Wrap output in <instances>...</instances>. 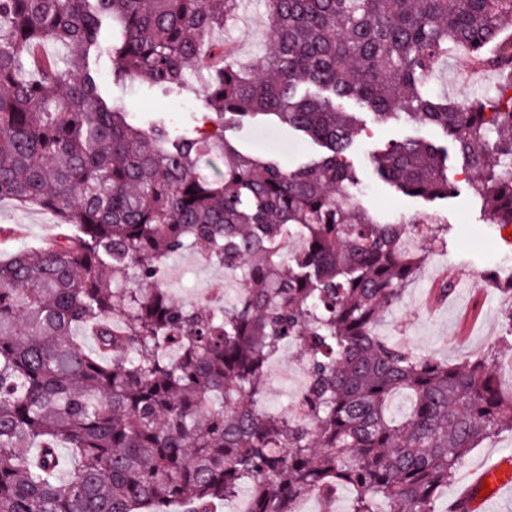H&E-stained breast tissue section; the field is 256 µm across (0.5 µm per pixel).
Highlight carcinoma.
<instances>
[{
  "label": "carcinoma",
  "instance_id": "1",
  "mask_svg": "<svg viewBox=\"0 0 512 512\" xmlns=\"http://www.w3.org/2000/svg\"><path fill=\"white\" fill-rule=\"evenodd\" d=\"M261 2L268 32L243 65L214 37L241 0H0V200L58 216L55 234L0 257V512H214L245 485L250 512H300L340 486L350 512H442L465 457L512 430L500 346L452 365L376 334L448 226L357 201L343 107L439 128L491 221L512 227V0ZM459 47L498 74L465 104L427 88ZM189 71L202 112L177 135L130 123L109 93H178ZM246 121L325 154L286 168L244 153L226 131ZM205 157L224 170L203 173ZM369 164L429 202L454 189L448 148L427 141ZM409 236L424 253L402 250ZM187 250L239 275L238 296L216 311L174 302L164 265ZM498 288L512 348V279ZM287 344L310 375L289 416L261 406Z\"/></svg>",
  "mask_w": 512,
  "mask_h": 512
}]
</instances>
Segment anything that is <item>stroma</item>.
<instances>
[{"label": "stroma", "instance_id": "stroma-1", "mask_svg": "<svg viewBox=\"0 0 512 512\" xmlns=\"http://www.w3.org/2000/svg\"><path fill=\"white\" fill-rule=\"evenodd\" d=\"M267 27V17L257 0H246L243 8L224 36L236 46L240 62H248L259 38ZM462 52L449 56L440 72L430 79V92L463 101L485 95L496 85L494 72L481 70L469 79L458 74ZM112 96L128 106L134 119L156 116L172 119L176 126L192 123L202 109L201 93L188 90L178 95L147 97L130 87H114ZM346 110L357 116L360 131L348 160L359 171L361 182L355 194L365 206L396 217L431 216L448 225V244L432 252L416 278L402 292L400 302L378 322L377 332L389 340L406 345L421 354L433 355L448 363L472 358L497 345L506 323L501 315V294L493 283L476 289L468 279L485 268H496L500 276L512 274V244L502 230L492 224L481 202L472 194L465 174L456 160L448 162V177L457 193L448 200L426 202L396 192L377 179L368 164L369 151L389 140L417 138L445 145L442 132L433 126L400 118L378 122L373 113L355 101H345ZM54 213L20 204L11 199L0 201V226L10 229V236L0 239V251L6 252L23 244L42 240L56 230ZM170 265L180 267L184 278L168 282L171 297L178 302L192 303L200 282L210 287L224 285L222 268L206 262L198 253L185 251L174 255ZM457 279L458 284L447 300L438 301L433 292L443 276ZM512 461V433L504 432L473 449L458 467L448 486V500H456L463 492L471 470L501 461Z\"/></svg>", "mask_w": 512, "mask_h": 512}]
</instances>
